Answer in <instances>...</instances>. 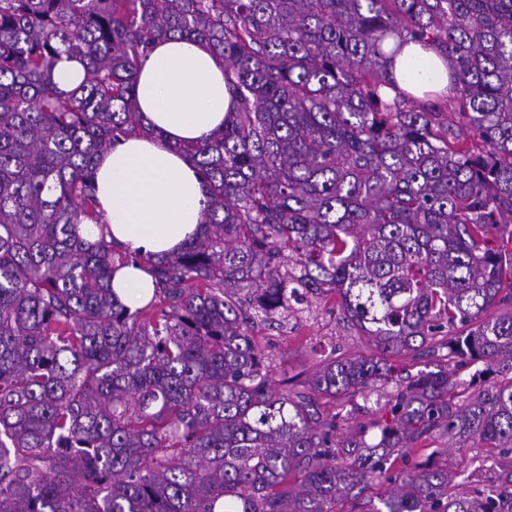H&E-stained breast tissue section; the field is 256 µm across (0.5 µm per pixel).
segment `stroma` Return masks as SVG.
Returning <instances> with one entry per match:
<instances>
[{
    "label": "stroma",
    "mask_w": 512,
    "mask_h": 512,
    "mask_svg": "<svg viewBox=\"0 0 512 512\" xmlns=\"http://www.w3.org/2000/svg\"><path fill=\"white\" fill-rule=\"evenodd\" d=\"M253 334L277 381L289 377L304 382L319 364L335 358L372 360L378 356L339 307L309 295L296 307L292 322H263L256 325ZM437 363L434 357L414 361L392 359L389 382L369 385L350 400H325L324 406L336 413L346 428L387 420L407 375L421 369H435ZM447 450L448 467L457 475V491L468 494L495 491L503 462L499 449L474 442L464 448Z\"/></svg>",
    "instance_id": "35a3bbf8"
}]
</instances>
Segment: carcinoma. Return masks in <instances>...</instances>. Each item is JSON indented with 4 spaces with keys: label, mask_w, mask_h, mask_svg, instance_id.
I'll return each mask as SVG.
<instances>
[{
    "label": "carcinoma",
    "mask_w": 512,
    "mask_h": 512,
    "mask_svg": "<svg viewBox=\"0 0 512 512\" xmlns=\"http://www.w3.org/2000/svg\"><path fill=\"white\" fill-rule=\"evenodd\" d=\"M175 36L224 61L235 110L180 147L203 220L154 260L80 226L104 228L97 158L147 132L139 61ZM409 43L448 93L397 86ZM511 224L512 0H0V512H336L384 477L371 512H512V467L470 497L431 459L391 476L429 439L511 455L512 380L420 370L372 444L318 402L440 334L459 366L512 363ZM130 262L154 278L133 311L110 288ZM300 289L382 358L276 384L251 326Z\"/></svg>",
    "instance_id": "1"
}]
</instances>
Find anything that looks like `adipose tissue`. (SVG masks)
I'll list each match as a JSON object with an SVG mask.
<instances>
[{
  "instance_id": "obj_1",
  "label": "adipose tissue",
  "mask_w": 512,
  "mask_h": 512,
  "mask_svg": "<svg viewBox=\"0 0 512 512\" xmlns=\"http://www.w3.org/2000/svg\"><path fill=\"white\" fill-rule=\"evenodd\" d=\"M448 74V63L429 48L412 44L396 58V81L413 93L446 89ZM136 96L152 133L130 136L100 155L96 196L106 240L126 252L169 256L202 221V183L180 147L205 141L223 126L232 106L224 63L201 43L156 40L139 64ZM112 288L135 309L150 301L153 278L125 266L114 273Z\"/></svg>"
}]
</instances>
